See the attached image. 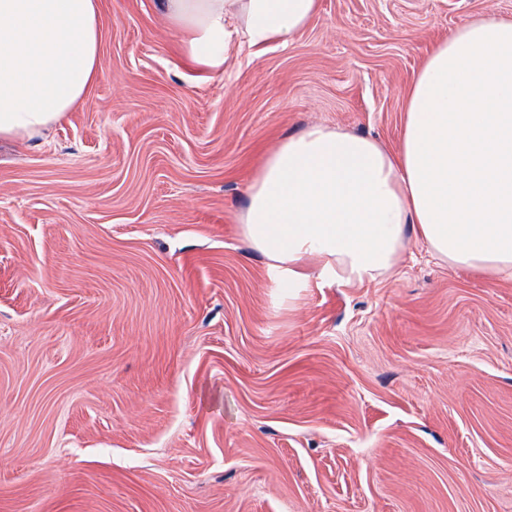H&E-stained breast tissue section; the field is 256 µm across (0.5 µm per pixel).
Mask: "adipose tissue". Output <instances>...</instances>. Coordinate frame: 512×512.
Returning a JSON list of instances; mask_svg holds the SVG:
<instances>
[{
	"instance_id": "ef3b65f1",
	"label": "adipose tissue",
	"mask_w": 512,
	"mask_h": 512,
	"mask_svg": "<svg viewBox=\"0 0 512 512\" xmlns=\"http://www.w3.org/2000/svg\"><path fill=\"white\" fill-rule=\"evenodd\" d=\"M320 0H165L185 54L221 74L285 46ZM99 0H0V138L59 123L99 80ZM241 232L299 283L306 263L344 286L388 276L410 239L453 268L512 277V20L481 18L415 73L399 153L324 125L258 169Z\"/></svg>"
}]
</instances>
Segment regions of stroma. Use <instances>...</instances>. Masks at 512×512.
Listing matches in <instances>:
<instances>
[{
	"label": "stroma",
	"instance_id": "1",
	"mask_svg": "<svg viewBox=\"0 0 512 512\" xmlns=\"http://www.w3.org/2000/svg\"><path fill=\"white\" fill-rule=\"evenodd\" d=\"M100 2L93 91L0 142V512H512V279L414 240L291 288L237 222L309 126L397 151L428 52L512 0H320L225 76Z\"/></svg>",
	"mask_w": 512,
	"mask_h": 512
}]
</instances>
